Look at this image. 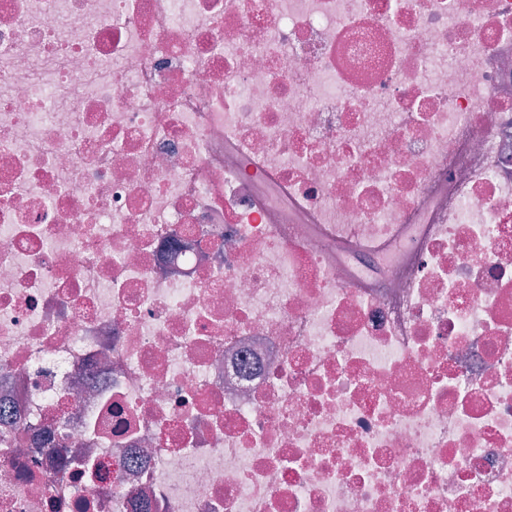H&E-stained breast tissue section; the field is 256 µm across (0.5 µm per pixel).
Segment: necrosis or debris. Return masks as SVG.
Segmentation results:
<instances>
[{"label":"necrosis or debris","mask_w":512,"mask_h":512,"mask_svg":"<svg viewBox=\"0 0 512 512\" xmlns=\"http://www.w3.org/2000/svg\"><path fill=\"white\" fill-rule=\"evenodd\" d=\"M4 405L0 512H512V0H0Z\"/></svg>","instance_id":"4bbe7bcc"}]
</instances>
